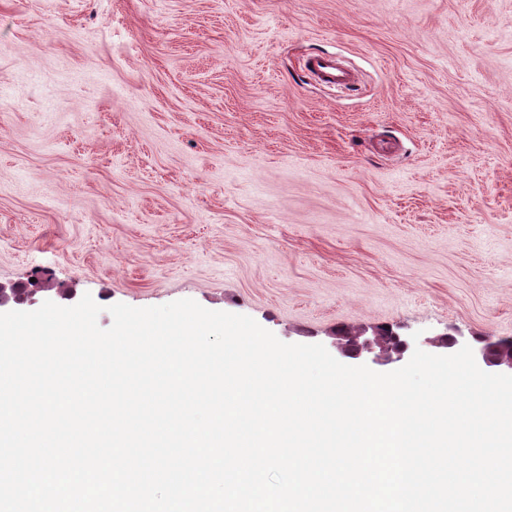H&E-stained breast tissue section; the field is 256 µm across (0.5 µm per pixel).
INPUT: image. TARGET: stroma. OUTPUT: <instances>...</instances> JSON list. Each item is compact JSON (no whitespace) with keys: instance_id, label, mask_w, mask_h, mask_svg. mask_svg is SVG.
Returning <instances> with one entry per match:
<instances>
[{"instance_id":"1","label":"stroma","mask_w":512,"mask_h":512,"mask_svg":"<svg viewBox=\"0 0 512 512\" xmlns=\"http://www.w3.org/2000/svg\"><path fill=\"white\" fill-rule=\"evenodd\" d=\"M0 287L512 338V0H0ZM309 74L319 83L328 87H343L353 84L351 72L342 67L336 57L313 55L306 62Z\"/></svg>"}]
</instances>
